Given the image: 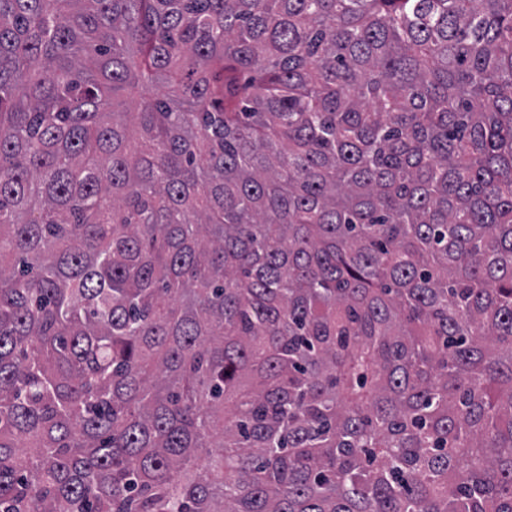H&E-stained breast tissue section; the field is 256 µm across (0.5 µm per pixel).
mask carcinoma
<instances>
[{"label": "carcinoma", "mask_w": 512, "mask_h": 512, "mask_svg": "<svg viewBox=\"0 0 512 512\" xmlns=\"http://www.w3.org/2000/svg\"><path fill=\"white\" fill-rule=\"evenodd\" d=\"M0 512H512V0H0Z\"/></svg>", "instance_id": "obj_1"}]
</instances>
